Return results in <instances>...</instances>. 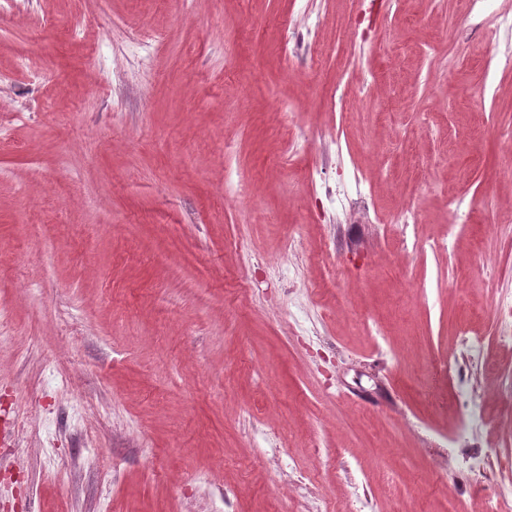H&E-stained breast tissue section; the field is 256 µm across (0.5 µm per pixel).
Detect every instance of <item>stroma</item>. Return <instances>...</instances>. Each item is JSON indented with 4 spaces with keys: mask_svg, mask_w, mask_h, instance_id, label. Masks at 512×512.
I'll return each mask as SVG.
<instances>
[{
    "mask_svg": "<svg viewBox=\"0 0 512 512\" xmlns=\"http://www.w3.org/2000/svg\"><path fill=\"white\" fill-rule=\"evenodd\" d=\"M509 47L512 0H0V512H482ZM457 399L462 410L460 431H464L473 424L480 423L482 420V406L480 401L473 397L469 388L461 386Z\"/></svg>",
    "mask_w": 512,
    "mask_h": 512,
    "instance_id": "1",
    "label": "stroma"
}]
</instances>
